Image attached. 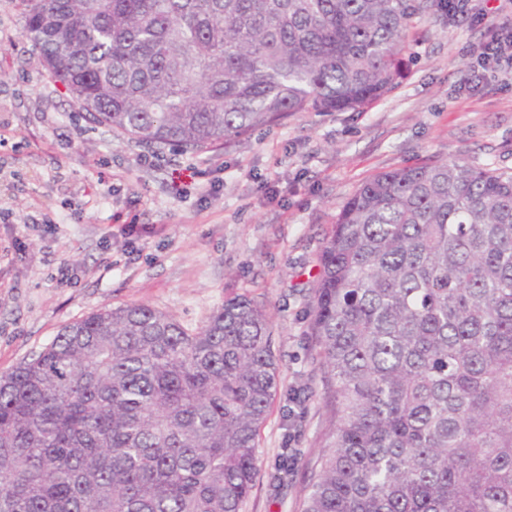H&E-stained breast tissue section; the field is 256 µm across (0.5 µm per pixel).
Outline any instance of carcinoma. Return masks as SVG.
Segmentation results:
<instances>
[{"mask_svg": "<svg viewBox=\"0 0 512 512\" xmlns=\"http://www.w3.org/2000/svg\"><path fill=\"white\" fill-rule=\"evenodd\" d=\"M36 61L140 145L228 146L397 87L448 0H19ZM308 333L332 414L301 512H512V174H376L324 239ZM280 381L245 294L194 332L134 303L0 375V512H242ZM292 449L273 475L294 473Z\"/></svg>", "mask_w": 512, "mask_h": 512, "instance_id": "obj_1", "label": "carcinoma"}]
</instances>
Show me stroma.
Wrapping results in <instances>:
<instances>
[{
	"label": "stroma",
	"mask_w": 512,
	"mask_h": 512,
	"mask_svg": "<svg viewBox=\"0 0 512 512\" xmlns=\"http://www.w3.org/2000/svg\"><path fill=\"white\" fill-rule=\"evenodd\" d=\"M504 24L511 8L415 18L399 86L363 111L302 112L228 148L174 152L77 112L37 64L16 0H0V375L104 307L145 303L196 329L248 295L270 316L281 372L244 512H299L300 473L330 424L308 334L323 240L379 172L430 158L512 173V74L493 65L468 86ZM285 447L298 475L280 485Z\"/></svg>",
	"instance_id": "1"
}]
</instances>
